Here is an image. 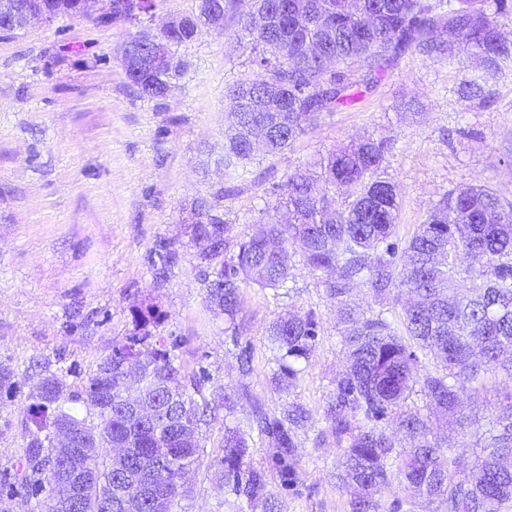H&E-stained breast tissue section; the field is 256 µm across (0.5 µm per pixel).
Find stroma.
I'll list each match as a JSON object with an SVG mask.
<instances>
[{
  "label": "stroma",
  "mask_w": 512,
  "mask_h": 512,
  "mask_svg": "<svg viewBox=\"0 0 512 512\" xmlns=\"http://www.w3.org/2000/svg\"><path fill=\"white\" fill-rule=\"evenodd\" d=\"M247 8L235 0L223 31L202 28L181 47L189 66L160 100L140 97L120 61L136 26L60 16L0 34V364L13 369L17 384L14 397L0 399V469L22 453L42 374L56 372L80 388L113 341L132 330L133 309L151 304L166 316L164 336L179 340L181 363L206 372L204 390L243 383L271 413L295 397L310 409L312 428L297 448L303 482L273 487L281 512H346L334 479L340 453L317 441L331 381L345 364L341 325L319 273L292 255L290 296L245 289L243 330L231 336L205 299L191 203L223 189L229 235L243 237L273 186L368 135L395 142L386 173L402 194L401 238L451 189L485 183L512 199V73L497 78L488 102L463 101L452 90L475 73L473 58L406 54L353 106L324 114L290 149L228 170L225 88L254 71L249 50L234 40V17ZM166 241L177 243L180 258L162 280L153 262ZM292 305L314 310L320 332L291 395L271 382L265 330ZM227 497L203 466L191 475L183 506L229 512Z\"/></svg>",
  "instance_id": "35a3bbf8"
}]
</instances>
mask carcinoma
Here are the masks:
<instances>
[{"mask_svg":"<svg viewBox=\"0 0 512 512\" xmlns=\"http://www.w3.org/2000/svg\"><path fill=\"white\" fill-rule=\"evenodd\" d=\"M52 17L90 16L96 0H42ZM238 16L236 43L254 53L256 71L226 90L231 121L224 130V167L254 157L253 140L279 153L317 126L325 112L354 103L363 89L408 53L452 60L467 53L483 62L482 75L461 82L466 100L492 97L488 80L512 67V39L502 20L512 19L509 0H250ZM26 0L3 4L0 28L21 30ZM229 0H198L176 19L164 40L175 65L166 77L122 62L140 96L168 94L187 61L178 48L203 26L219 27ZM135 0H112L110 24L139 21ZM392 143L367 137L334 150L318 163L320 176L296 171L273 187L272 211L284 207L288 222L257 220L239 239L228 236L224 189L193 203L191 241L203 273L210 309L224 314L225 330L239 334L242 288L289 295V249L324 273L323 292L336 304L347 353L323 408L322 435L342 452L334 474L347 495L346 512H501L512 501V199L487 184L446 193L406 240L398 236L401 203L384 176ZM344 198L335 204V197ZM156 275L177 264L173 242L162 245ZM362 283L378 309L365 312L350 291ZM400 306L392 314L390 306ZM162 313L152 306L133 316V329L77 390L48 371L34 396V429L27 431L18 467L0 471V512L18 496L41 503L42 512H121L117 501L133 488L140 512H176L188 474L208 456L202 428L217 412L252 407V429L273 449L279 482L298 486L297 439L311 427V412L294 401L271 414L249 386H218L203 394L205 373L176 364L175 341L161 334ZM315 311L293 306L266 329L280 390L297 387L319 336ZM430 368H419V355ZM128 363L141 367L137 399L144 414L130 412L120 385ZM490 406L483 424L465 402ZM440 414L481 449L472 467L459 468L453 449L434 433ZM57 429L73 442L51 445ZM123 449L122 465L103 456L104 445ZM223 455L210 461L233 495L234 512L260 503L279 512L273 473L254 465L249 434L224 426ZM83 476L81 507L61 506L66 481Z\"/></svg>","mask_w":512,"mask_h":512,"instance_id":"1","label":"carcinoma"}]
</instances>
